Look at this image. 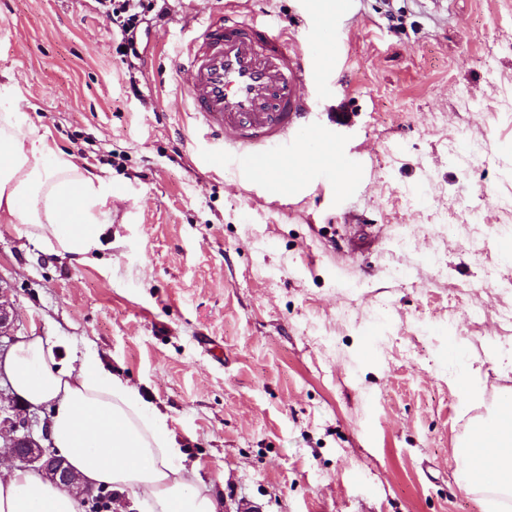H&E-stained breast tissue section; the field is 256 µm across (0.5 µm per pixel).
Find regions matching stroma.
<instances>
[{
  "label": "stroma",
  "mask_w": 512,
  "mask_h": 512,
  "mask_svg": "<svg viewBox=\"0 0 512 512\" xmlns=\"http://www.w3.org/2000/svg\"><path fill=\"white\" fill-rule=\"evenodd\" d=\"M153 3L124 60L98 0H0V83L116 194L92 262L0 223L16 336L96 352L219 503L481 512L454 450L512 390V0H237L333 68L310 95L344 194L207 168L170 61L192 7Z\"/></svg>",
  "instance_id": "stroma-1"
}]
</instances>
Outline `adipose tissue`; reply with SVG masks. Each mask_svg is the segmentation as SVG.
I'll list each match as a JSON object with an SVG mask.
<instances>
[{
  "label": "adipose tissue",
  "instance_id": "obj_1",
  "mask_svg": "<svg viewBox=\"0 0 512 512\" xmlns=\"http://www.w3.org/2000/svg\"><path fill=\"white\" fill-rule=\"evenodd\" d=\"M112 198L105 179L56 150L26 112L0 104V223L27 224L42 251L86 261L105 248ZM59 346L48 336L22 337L0 372L19 397L51 409V442L84 487L128 496L139 512H218L164 416L96 352L64 356ZM455 457L465 486L512 497V394L474 425ZM76 500L34 469L0 476V512H76Z\"/></svg>",
  "mask_w": 512,
  "mask_h": 512
}]
</instances>
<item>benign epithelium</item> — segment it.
<instances>
[{"mask_svg": "<svg viewBox=\"0 0 512 512\" xmlns=\"http://www.w3.org/2000/svg\"><path fill=\"white\" fill-rule=\"evenodd\" d=\"M16 322L14 307L0 302V357L13 342ZM0 388V458H7L19 468L33 467L50 483L71 490L79 487V477L59 457L50 444L49 417L39 418L38 409L19 406L15 395L3 404Z\"/></svg>", "mask_w": 512, "mask_h": 512, "instance_id": "benign-epithelium-1", "label": "benign epithelium"}]
</instances>
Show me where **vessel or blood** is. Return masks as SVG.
I'll return each mask as SVG.
<instances>
[{
    "instance_id": "obj_1",
    "label": "vessel or blood",
    "mask_w": 512,
    "mask_h": 512,
    "mask_svg": "<svg viewBox=\"0 0 512 512\" xmlns=\"http://www.w3.org/2000/svg\"><path fill=\"white\" fill-rule=\"evenodd\" d=\"M181 93L199 128L216 140L212 165L233 163L242 174L270 177L273 155L289 157L292 138L319 144L305 87L320 86L324 71L305 65L297 46L269 20L231 23L210 16L183 53Z\"/></svg>"
}]
</instances>
